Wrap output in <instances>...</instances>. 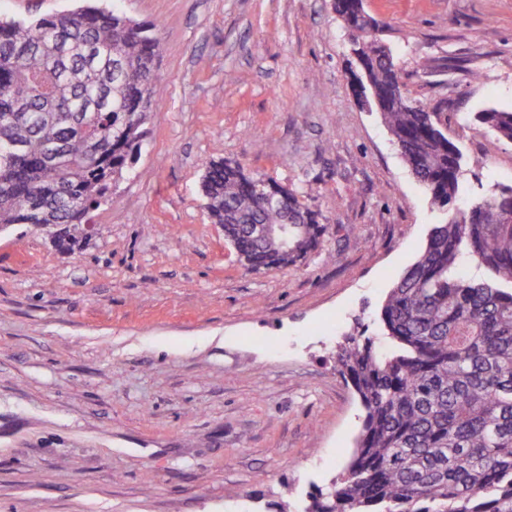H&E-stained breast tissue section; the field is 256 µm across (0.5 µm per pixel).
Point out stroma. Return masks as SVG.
Masks as SVG:
<instances>
[{
  "label": "stroma",
  "instance_id": "stroma-1",
  "mask_svg": "<svg viewBox=\"0 0 512 512\" xmlns=\"http://www.w3.org/2000/svg\"><path fill=\"white\" fill-rule=\"evenodd\" d=\"M80 0H0L27 21ZM162 39L137 162L73 252L0 229V512H299L363 409L336 345L441 215L361 106L332 0H118ZM406 95L447 113L461 205L512 185V0H364ZM224 158L326 218L321 249L253 272L205 209ZM474 119L499 136L512 140V111L487 109L477 112Z\"/></svg>",
  "mask_w": 512,
  "mask_h": 512
}]
</instances>
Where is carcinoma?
I'll use <instances>...</instances> for the list:
<instances>
[{
  "mask_svg": "<svg viewBox=\"0 0 512 512\" xmlns=\"http://www.w3.org/2000/svg\"><path fill=\"white\" fill-rule=\"evenodd\" d=\"M359 2L334 10L358 32L370 103L444 217L380 309L391 353L361 331L336 346L364 416L351 460L301 512H512V187L457 207L465 170L448 114L404 96ZM161 52L153 25L116 10L0 19V228L55 227L66 250L88 235L139 154ZM474 119L512 140V111ZM203 192L250 271L296 266L329 232L293 191L260 194L234 161H210ZM469 263L482 275L465 276Z\"/></svg>",
  "mask_w": 512,
  "mask_h": 512,
  "instance_id": "obj_1",
  "label": "carcinoma"
}]
</instances>
